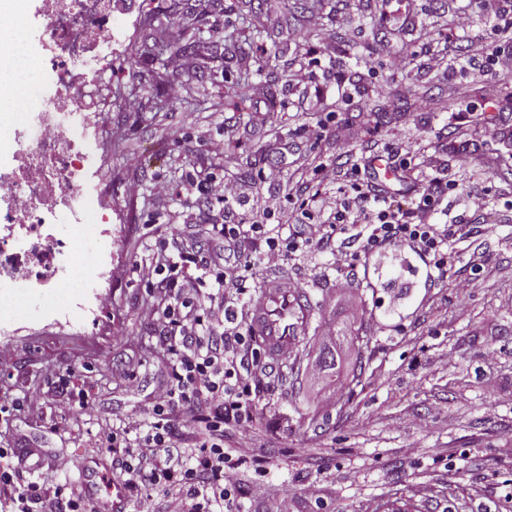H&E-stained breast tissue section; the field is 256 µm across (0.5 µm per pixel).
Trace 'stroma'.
Returning a JSON list of instances; mask_svg holds the SVG:
<instances>
[{
  "label": "stroma",
  "mask_w": 512,
  "mask_h": 512,
  "mask_svg": "<svg viewBox=\"0 0 512 512\" xmlns=\"http://www.w3.org/2000/svg\"><path fill=\"white\" fill-rule=\"evenodd\" d=\"M405 2L414 25L402 29L398 11L382 12L378 0H328L317 12L298 0H201L191 12L181 0H109L112 59L94 79L74 74L95 125L88 176L72 191L98 193L108 219L103 237L78 247L109 250L92 275L111 303L34 319L20 307L0 331V430L15 434L17 448L69 460L74 479L110 470L101 428L148 404L169 376L161 326L142 311L149 289L138 267L154 253L213 261L224 251L213 227L225 213L277 223L293 209L283 184L314 180L313 165H369L371 141L411 153L427 144L456 182L443 205L466 232L455 248L469 292L457 293L451 276L426 287V265L402 271L394 248L351 246L352 276L316 245L276 271L256 270L248 297L267 278L293 279L313 315L288 358L257 353L274 376L256 397V456L226 477L242 491L241 512H271L285 493L293 512H512V279L498 274L512 267V139L491 165L463 167L456 154L472 137L512 129V93L463 66L472 34L491 32L486 16L469 35L436 24L469 0ZM40 3L23 0L21 81L44 75ZM152 11L172 33H194L212 59L140 56ZM243 81L255 91L241 112L224 93ZM382 81L391 99L375 97ZM461 96L471 111H459ZM422 98L431 111L419 110ZM230 178L267 213L210 193ZM158 182L167 196L154 195ZM475 194L489 196L494 222L474 214ZM477 248L486 253L480 270L464 264ZM336 324L348 334L331 344L323 330ZM129 373L139 389L124 387ZM66 397L89 407L73 408L67 432H52L50 409Z\"/></svg>",
  "instance_id": "stroma-1"
}]
</instances>
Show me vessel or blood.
Here are the masks:
<instances>
[{
    "label": "vessel or blood",
    "mask_w": 512,
    "mask_h": 512,
    "mask_svg": "<svg viewBox=\"0 0 512 512\" xmlns=\"http://www.w3.org/2000/svg\"><path fill=\"white\" fill-rule=\"evenodd\" d=\"M312 317L309 297L287 281H266L251 303L247 328L271 358L282 359L306 335Z\"/></svg>",
    "instance_id": "b4317fda"
}]
</instances>
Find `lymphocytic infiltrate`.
I'll return each mask as SVG.
<instances>
[{"instance_id": "obj_1", "label": "lymphocytic infiltrate", "mask_w": 512, "mask_h": 512, "mask_svg": "<svg viewBox=\"0 0 512 512\" xmlns=\"http://www.w3.org/2000/svg\"><path fill=\"white\" fill-rule=\"evenodd\" d=\"M499 2L491 17L495 41L477 44L465 64L506 79L512 77V0ZM401 165L411 168L416 182L413 194L406 197L391 185L362 178L358 165L319 166L318 185L302 194L293 219L304 225L306 242L329 248L337 270L348 266L352 238L366 252L396 244L415 248L441 277L456 266L453 244L461 230L434 219L451 181L435 164L414 165L405 159ZM217 231L230 254H241L257 239L265 248L240 266L201 265L194 277L185 274L183 263L161 252L138 268L146 282L165 270L182 276L184 284L181 293H161L146 305L164 328L162 345L173 360L171 381L155 390L150 405L135 409L101 438L132 493V512H155L157 488L168 498L167 512H238L237 489L226 482L224 467L254 457L252 395L263 383V371L254 360L233 297L245 294L254 269L276 268L288 260L297 241L286 224H221ZM209 277L218 287L233 290V297L212 294L200 302L195 291ZM180 402L195 405L197 413L179 429L168 411ZM228 425L237 432L230 453L224 449ZM13 456V449L0 448V512H34V504L44 500L52 512H101V502L80 485L57 484L52 498H42L38 483H21Z\"/></svg>"}]
</instances>
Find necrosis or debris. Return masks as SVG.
<instances>
[{
  "label": "necrosis or debris",
  "mask_w": 512,
  "mask_h": 512,
  "mask_svg": "<svg viewBox=\"0 0 512 512\" xmlns=\"http://www.w3.org/2000/svg\"><path fill=\"white\" fill-rule=\"evenodd\" d=\"M108 0H53L45 27L53 39L51 77L57 89L52 105L38 112H19L12 120L14 137L28 134L31 147L17 158L18 175L8 185L6 226L19 228L29 238L28 249L17 252L0 242V281L18 288L39 285L40 312L62 310L73 299L95 286L85 263L73 254L71 243L98 235L90 217L96 211L93 195L76 199L71 183L82 175L84 155L75 151L76 140L85 135L87 112L72 85V69L86 62L85 34L96 30L101 46L112 39ZM56 164L65 180L53 196H46L49 164ZM51 200L55 213L65 224L64 233L48 229L42 212L44 200Z\"/></svg>",
  "instance_id": "1"
}]
</instances>
